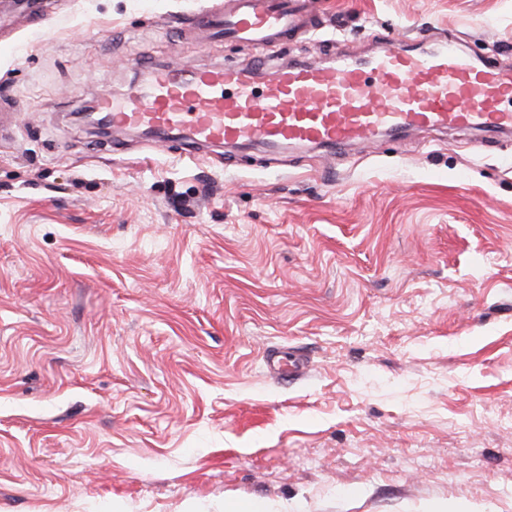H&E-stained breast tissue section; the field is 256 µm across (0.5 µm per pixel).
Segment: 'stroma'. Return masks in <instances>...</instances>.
Listing matches in <instances>:
<instances>
[{"label": "stroma", "mask_w": 512, "mask_h": 512, "mask_svg": "<svg viewBox=\"0 0 512 512\" xmlns=\"http://www.w3.org/2000/svg\"><path fill=\"white\" fill-rule=\"evenodd\" d=\"M218 2L0 23V512H512V131L190 152L78 118L146 64L422 31L512 65V0H317L263 49L191 28Z\"/></svg>", "instance_id": "stroma-1"}]
</instances>
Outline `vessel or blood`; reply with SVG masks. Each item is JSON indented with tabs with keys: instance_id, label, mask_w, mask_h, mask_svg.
I'll return each instance as SVG.
<instances>
[{
	"instance_id": "b4317fda",
	"label": "vessel or blood",
	"mask_w": 512,
	"mask_h": 512,
	"mask_svg": "<svg viewBox=\"0 0 512 512\" xmlns=\"http://www.w3.org/2000/svg\"><path fill=\"white\" fill-rule=\"evenodd\" d=\"M311 0H227L194 27L266 46L318 26ZM107 126L192 145L340 148L383 133L512 127V68L477 64L450 40L430 51L380 43L330 65L151 67L121 100L101 99Z\"/></svg>"
}]
</instances>
